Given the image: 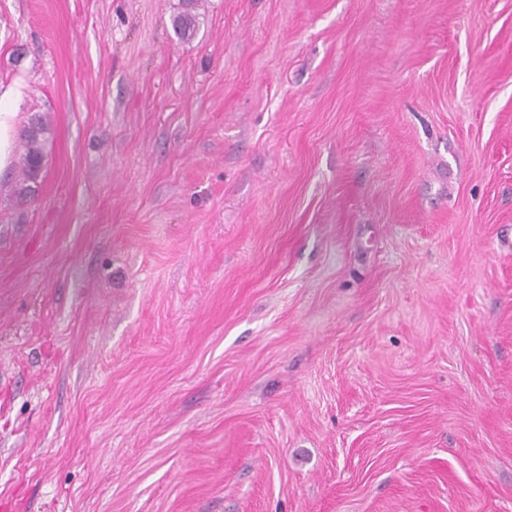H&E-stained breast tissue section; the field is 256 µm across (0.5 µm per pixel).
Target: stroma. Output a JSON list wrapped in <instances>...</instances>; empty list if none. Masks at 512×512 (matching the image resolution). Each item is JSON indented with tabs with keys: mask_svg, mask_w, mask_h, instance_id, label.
Returning a JSON list of instances; mask_svg holds the SVG:
<instances>
[{
	"mask_svg": "<svg viewBox=\"0 0 512 512\" xmlns=\"http://www.w3.org/2000/svg\"><path fill=\"white\" fill-rule=\"evenodd\" d=\"M178 3L0 0V512H512V0ZM193 0H183L172 17L176 35L181 39H191L198 29V16L192 11ZM51 127L44 114L33 113L20 130L23 153L20 158L22 181L36 183L46 167L45 145Z\"/></svg>",
	"mask_w": 512,
	"mask_h": 512,
	"instance_id": "stroma-1",
	"label": "stroma"
}]
</instances>
